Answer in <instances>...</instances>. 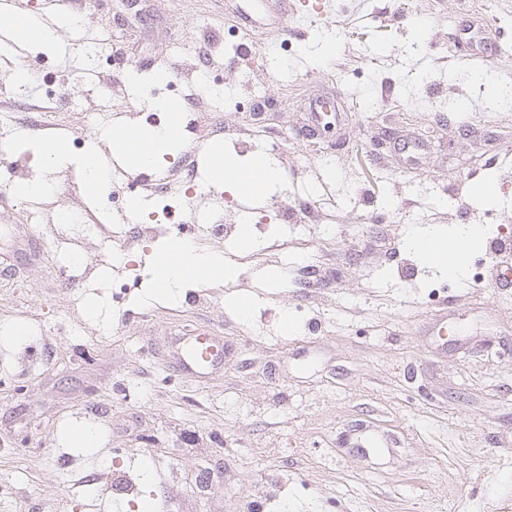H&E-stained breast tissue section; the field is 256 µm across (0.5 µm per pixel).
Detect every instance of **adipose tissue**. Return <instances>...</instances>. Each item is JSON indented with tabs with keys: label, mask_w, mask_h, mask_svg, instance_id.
Segmentation results:
<instances>
[{
	"label": "adipose tissue",
	"mask_w": 512,
	"mask_h": 512,
	"mask_svg": "<svg viewBox=\"0 0 512 512\" xmlns=\"http://www.w3.org/2000/svg\"><path fill=\"white\" fill-rule=\"evenodd\" d=\"M8 37L14 46L21 49L55 51L60 47L56 29L30 16L10 23ZM178 145V140L169 136L166 126L160 125L113 137L109 148L113 154L128 159L132 164L153 166L160 157ZM211 175L215 184L234 194L246 193L249 180L253 177L258 178L264 188L273 186L277 181V171L272 165L244 166L229 158L222 165L213 167ZM166 252L171 259L158 267L157 275L163 291L170 295L187 281L222 279L232 272L223 253L202 251L187 241H171Z\"/></svg>",
	"instance_id": "adipose-tissue-1"
}]
</instances>
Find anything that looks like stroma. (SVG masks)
Instances as JSON below:
<instances>
[{
  "mask_svg": "<svg viewBox=\"0 0 512 512\" xmlns=\"http://www.w3.org/2000/svg\"><path fill=\"white\" fill-rule=\"evenodd\" d=\"M246 7L248 17L238 14ZM280 27L259 0H74L61 49L31 50L53 101L0 95L11 160L29 183L31 146L65 139L82 155L125 123L155 127L147 87L178 67L187 148L167 154L179 179L212 144L239 160L270 159L274 188L225 193L230 278L157 292L146 242L81 170L57 172L46 206L0 178V512H499L512 503V287L497 288L491 245L512 241V0H323ZM136 42L107 51L121 30ZM491 42L492 66L453 42ZM334 37L336 53L321 56ZM102 79L84 95L88 72ZM138 84H130V74ZM330 98L332 127L306 136L311 103ZM107 105L101 128L83 113ZM427 141L409 164L391 136ZM500 200L486 203L480 186ZM287 217L262 228L271 198ZM482 228L464 279L431 269L412 231ZM257 248L239 253L241 233ZM36 245L39 260L26 250ZM66 265L56 275L47 260ZM246 314H239L236 302ZM31 327L16 339L14 324ZM211 335L224 368L200 383L155 357L181 335ZM96 447L67 446L76 427Z\"/></svg>",
  "mask_w": 512,
  "mask_h": 512,
  "instance_id": "35a3bbf8",
  "label": "stroma"
}]
</instances>
